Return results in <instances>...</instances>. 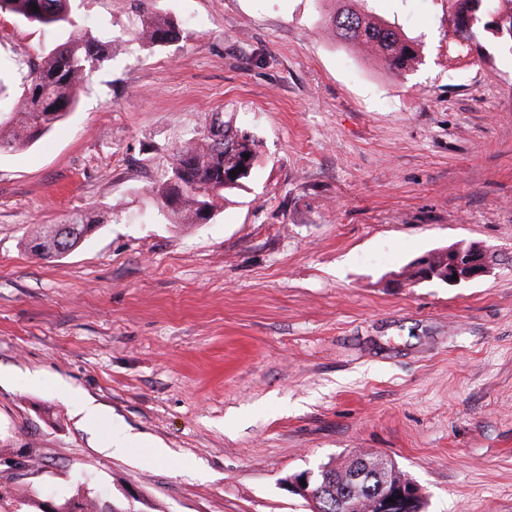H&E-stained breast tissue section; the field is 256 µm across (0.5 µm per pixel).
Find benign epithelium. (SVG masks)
<instances>
[{
	"instance_id": "benign-epithelium-1",
	"label": "benign epithelium",
	"mask_w": 512,
	"mask_h": 512,
	"mask_svg": "<svg viewBox=\"0 0 512 512\" xmlns=\"http://www.w3.org/2000/svg\"><path fill=\"white\" fill-rule=\"evenodd\" d=\"M225 152L239 164L249 153L250 144L245 134L233 137ZM416 273L410 283L432 282L457 286L492 273L487 250L480 244H457L426 253L413 261ZM337 479L350 495L336 498L337 512H415L418 500L425 498L423 488L415 481L391 477L387 458L359 454L349 467L338 471ZM305 484H300V481ZM332 476L321 469H309L285 479L288 488L301 497L317 503L318 489L326 486ZM394 501H388V498Z\"/></svg>"
}]
</instances>
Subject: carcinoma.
Listing matches in <instances>:
<instances>
[{
	"instance_id": "obj_1",
	"label": "carcinoma",
	"mask_w": 512,
	"mask_h": 512,
	"mask_svg": "<svg viewBox=\"0 0 512 512\" xmlns=\"http://www.w3.org/2000/svg\"><path fill=\"white\" fill-rule=\"evenodd\" d=\"M360 1L367 2L344 0L330 17L335 40L381 57L393 73L416 68L421 62V44L371 9H355ZM511 1L448 0V25L464 40L478 45L480 37H494L496 32L486 24L470 23L471 18L480 14L488 19L495 16L503 23L504 35L512 41V7H503V3ZM35 5L39 10H33ZM0 12L44 28L66 30V36L24 77L8 117L0 120V153H10L35 143L75 108L95 69L112 57L114 39H105L90 29L74 30L70 0H0ZM180 37L174 19L147 9L140 11L137 41L142 48L174 43ZM232 134L233 128L215 112L203 133L189 138L174 151L162 180L150 189L169 223L200 224L205 221L203 208L217 210L224 194L244 187L251 176L249 171L235 180L224 181V170L228 168L224 139ZM76 226L78 230L63 241L61 253L76 248L92 230V225L81 219ZM75 505L80 512H124L100 503L96 496L79 494Z\"/></svg>"
}]
</instances>
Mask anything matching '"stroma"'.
I'll return each instance as SVG.
<instances>
[{"instance_id": "stroma-1", "label": "stroma", "mask_w": 512, "mask_h": 512, "mask_svg": "<svg viewBox=\"0 0 512 512\" xmlns=\"http://www.w3.org/2000/svg\"><path fill=\"white\" fill-rule=\"evenodd\" d=\"M73 7L119 41L72 114L0 155V480L311 512L282 478L367 451L427 512H512V47L461 41L448 0H372L422 44L401 75L336 43L337 0H148L184 29L152 50L138 0ZM59 39L0 14V103ZM215 112L258 166L209 222L167 223L147 189ZM77 214L74 250L27 249ZM470 243L490 276L400 283ZM114 428L138 446L106 449Z\"/></svg>"}]
</instances>
